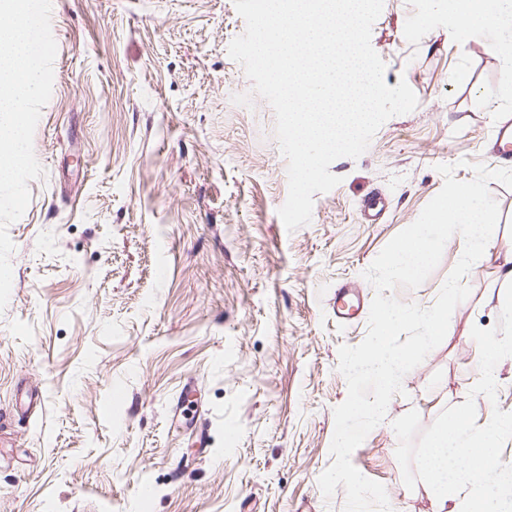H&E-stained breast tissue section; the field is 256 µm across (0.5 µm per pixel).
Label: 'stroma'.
Returning a JSON list of instances; mask_svg holds the SVG:
<instances>
[{
	"label": "stroma",
	"instance_id": "35a3bbf8",
	"mask_svg": "<svg viewBox=\"0 0 512 512\" xmlns=\"http://www.w3.org/2000/svg\"><path fill=\"white\" fill-rule=\"evenodd\" d=\"M245 28L233 0H53V89L33 138L46 175L9 227L0 312V512H343L344 489L324 498L318 478L347 397L338 350L368 319L339 322L335 291L351 283L372 302L363 273L439 193L437 165L461 181L494 169L489 133L512 116V83L491 46L506 35L460 31L430 0H384L371 45L386 84L406 80L418 105L335 160L340 184L290 232L274 111L232 100L252 90L228 55ZM489 190L499 233L464 279L469 297L351 455L392 512H432L423 485L403 483L393 421L414 409L426 428L463 403L479 378L471 328L501 313L512 189ZM463 250L450 239L394 297L431 307ZM190 380L205 448L171 412ZM31 387L43 402L24 417Z\"/></svg>",
	"mask_w": 512,
	"mask_h": 512
}]
</instances>
